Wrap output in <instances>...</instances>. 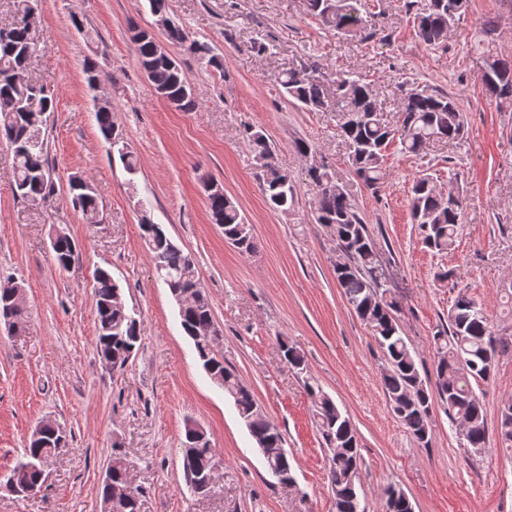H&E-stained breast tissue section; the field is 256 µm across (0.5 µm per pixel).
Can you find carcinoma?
<instances>
[{
	"label": "carcinoma",
	"instance_id": "cac0c4a2",
	"mask_svg": "<svg viewBox=\"0 0 512 512\" xmlns=\"http://www.w3.org/2000/svg\"><path fill=\"white\" fill-rule=\"evenodd\" d=\"M151 14L163 18V37L186 47L187 51L214 70L224 72V57L206 42L190 38L188 32L169 16L168 0H146ZM309 10L323 25L341 33L361 28L366 19L358 8L360 0H308ZM413 28L426 46L443 44L467 9V0H414ZM134 51L156 91L169 104L181 111H191L196 101L178 62L157 50V38L149 31L132 35ZM39 52L34 29L32 0H19L17 16L9 27L0 29V139L8 143L15 193L32 205L47 203L55 194L54 168L49 161L48 122L54 112L53 94L43 85L26 78L31 60ZM496 68L484 73L485 90L496 99L512 100V60L494 58ZM288 97L308 112L334 108L341 135L349 151L352 168L364 185L377 193L386 178L385 157L392 144L405 154L417 155L437 140L458 141L465 131V118L455 95L429 85L408 83L402 91L399 118L392 123L384 117L376 94L369 83L349 75L336 78L332 95L311 79L303 69H288L276 77ZM96 121L110 145L118 147L119 159L133 174L139 159L125 146L112 122L108 102L97 103ZM246 138L263 160L262 184L270 209L288 212L297 201V191L288 174L273 162V151L266 135L253 129ZM315 187L313 213L316 223L332 228L346 261L336 265V281L349 306L370 324L387 364L382 377L390 408L407 432L423 444L432 433L431 407L439 400L451 419L458 423L460 446L473 456L488 451L489 432L483 400L475 386L486 383L495 369L496 358L512 345L496 336L492 316L470 295L461 292L448 311V328L433 336L437 354L435 385L421 376L416 351L402 334L395 311L397 302L390 294L379 259L376 243L367 224L341 187L331 186L333 174L324 166H311L307 171ZM69 194L74 207L86 221L97 222V194L84 181L69 179ZM210 220L224 227V239L236 248L251 253L256 248L250 225L246 224L235 201L222 191L205 189ZM465 192L449 183L448 195L436 191L428 174L417 176L411 186L412 220L419 224L426 247L445 252L454 246L461 231ZM140 229L153 255L158 277L178 302L180 326L193 342L202 369L213 379L223 380L221 390L232 403L257 446L281 448L284 438L256 404L251 390L236 372L224 365V356L214 342L219 336L210 299L203 291L191 254L175 242L166 225L142 216ZM58 268L69 269L79 253L75 242L65 234L55 236L51 245ZM97 314V355L112 367H123L133 356L141 340L140 324L134 311L120 306L123 288L112 273L99 267L93 275ZM23 286L13 280L0 283V317L8 328L19 333L26 322V305L16 298ZM283 359L294 369L306 370L304 355L288 341L280 340ZM305 385L317 399L315 420L325 440L328 467L336 512H366L361 496V457L356 430L335 401L310 382ZM500 443L512 447V401L501 409L497 424ZM67 435L44 426L39 436L31 437L21 458L7 478L15 493H35L45 482L44 461L67 447ZM217 452L208 435L191 438L185 431L182 442V474L193 486L204 480L216 462ZM266 472L280 471L278 482L291 484L290 459L274 457L265 462ZM106 472L111 482L100 490L101 512H138V492L127 491V468L122 460L109 462ZM398 489L385 492L384 512H414L408 496H396Z\"/></svg>",
	"mask_w": 512,
	"mask_h": 512
}]
</instances>
